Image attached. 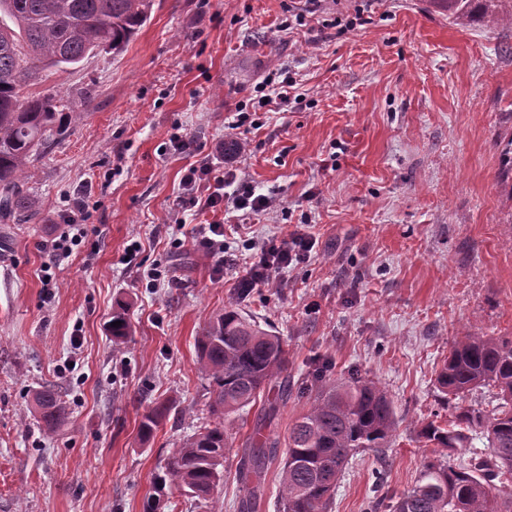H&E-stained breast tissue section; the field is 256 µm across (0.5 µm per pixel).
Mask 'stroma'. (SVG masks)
Here are the masks:
<instances>
[{"mask_svg": "<svg viewBox=\"0 0 512 512\" xmlns=\"http://www.w3.org/2000/svg\"><path fill=\"white\" fill-rule=\"evenodd\" d=\"M289 0H154L118 53L98 49L30 91H63L80 116L32 156L35 221L0 224V512H238L242 444L256 424L278 444L261 512H279L289 429L317 374L358 375L388 393L398 420L385 453L350 458L331 512H364L375 472L399 498L432 460L420 429L488 390L442 393L436 374L461 336H512V28L459 27L428 0H326L325 17L286 30ZM357 18L354 29L330 24ZM289 72L287 100L259 101L268 74ZM246 120L231 128L238 115ZM188 147L177 151L174 137ZM244 143L234 190L266 196L265 213L223 208L161 223L185 166L217 143ZM93 185L91 230L44 287L41 266L62 197ZM240 225L223 258L193 240L199 222ZM314 238L308 260L237 294L261 247ZM141 248L127 256L131 241ZM128 305L131 333L107 324ZM280 336L288 372L226 419L224 480L205 500L158 492L173 444L213 423L196 338L225 306ZM59 386L68 419L46 431L31 394ZM169 407L149 440L139 424Z\"/></svg>", "mask_w": 512, "mask_h": 512, "instance_id": "obj_1", "label": "stroma"}]
</instances>
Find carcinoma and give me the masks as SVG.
<instances>
[{
  "mask_svg": "<svg viewBox=\"0 0 512 512\" xmlns=\"http://www.w3.org/2000/svg\"><path fill=\"white\" fill-rule=\"evenodd\" d=\"M457 25L475 20L489 28H512V10L502 0H431ZM152 0H0V221L32 219L39 201L23 190L29 159L61 133L72 114L62 110L63 96L32 94L27 86L42 71H62L90 52L108 46L122 50L148 21ZM109 327L113 338L129 336L126 308L117 304ZM196 366L209 381L213 413L226 417L257 399L267 380L288 370L281 338L245 318L236 307L202 331L196 340ZM310 407L292 425L281 473L280 512H330L336 482L350 456L388 447L397 418L386 391L376 382L353 377L331 384L317 379ZM442 392L463 397L495 390L486 410L457 408L441 426L429 422L419 437L436 448L456 452L471 447L470 431H480L488 453L466 464L430 462L412 489L392 505L393 512H512V336L469 334L455 341L441 366ZM43 427L53 430L67 405L53 386L33 394ZM168 406L144 414L139 432L150 437ZM247 440L236 480L245 490L239 512H258L264 472L277 443ZM229 447L224 424L199 429L171 448L159 482L205 499L223 480Z\"/></svg>",
  "mask_w": 512,
  "mask_h": 512,
  "instance_id": "carcinoma-1",
  "label": "carcinoma"
}]
</instances>
